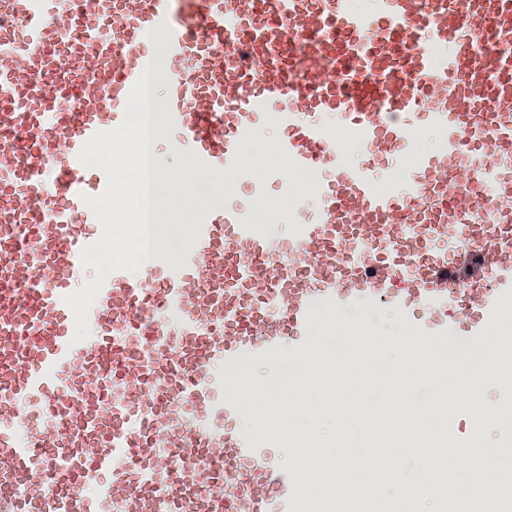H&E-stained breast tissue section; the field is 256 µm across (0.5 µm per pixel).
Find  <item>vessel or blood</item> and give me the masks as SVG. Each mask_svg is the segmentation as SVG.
I'll return each mask as SVG.
<instances>
[{"label": "vessel or blood", "instance_id": "b4317fda", "mask_svg": "<svg viewBox=\"0 0 512 512\" xmlns=\"http://www.w3.org/2000/svg\"><path fill=\"white\" fill-rule=\"evenodd\" d=\"M157 35L170 150L234 180L274 117L288 166L252 188L312 173L317 204L284 242L199 209L175 258L110 274L78 341L108 184L79 155ZM360 305L466 348L512 323V0H0V512H317L264 421L235 429L230 382Z\"/></svg>", "mask_w": 512, "mask_h": 512}]
</instances>
